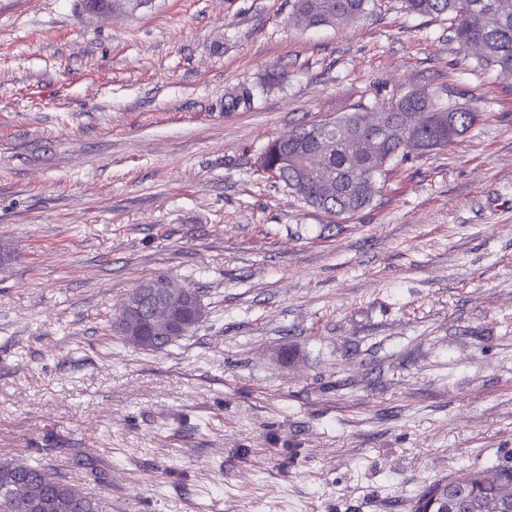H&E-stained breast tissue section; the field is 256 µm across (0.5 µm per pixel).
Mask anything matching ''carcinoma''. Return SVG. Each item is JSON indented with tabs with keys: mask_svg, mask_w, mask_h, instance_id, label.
I'll list each match as a JSON object with an SVG mask.
<instances>
[{
	"mask_svg": "<svg viewBox=\"0 0 512 512\" xmlns=\"http://www.w3.org/2000/svg\"><path fill=\"white\" fill-rule=\"evenodd\" d=\"M372 0H294V19L305 29L348 27L366 13ZM405 11L419 15L448 16L461 50L481 45L474 67L494 69L512 77V0H400ZM251 88L241 87L227 107L251 106ZM418 112H434L448 121L455 137L471 129L482 116L477 104L461 108L444 98V92L412 91L373 110L362 109L334 119L303 124L292 131L295 139L271 141L260 159L262 170L282 182L306 204L334 216H353L365 209L378 192L377 181L393 161H405L410 127ZM334 141L323 150L315 133L325 127ZM165 310L149 307L142 321L144 335L122 342L143 349L155 343L157 352L172 343L151 331L152 320L162 321ZM10 487L23 502L0 494V512H52L63 500L69 512H106L103 503L84 495L43 465L33 468L19 461L0 460V489ZM448 499L450 512H512V459L486 467L462 468L438 479L407 501L408 512H422L433 499Z\"/></svg>",
	"mask_w": 512,
	"mask_h": 512,
	"instance_id": "cac0c4a2",
	"label": "carcinoma"
}]
</instances>
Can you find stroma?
<instances>
[{"mask_svg": "<svg viewBox=\"0 0 512 512\" xmlns=\"http://www.w3.org/2000/svg\"><path fill=\"white\" fill-rule=\"evenodd\" d=\"M292 11L0 0V458L110 512H407L512 457V77L398 0L344 29ZM421 88L483 117L357 215L258 172L291 129ZM159 271L206 316L146 353L111 324Z\"/></svg>", "mask_w": 512, "mask_h": 512, "instance_id": "obj_1", "label": "stroma"}]
</instances>
